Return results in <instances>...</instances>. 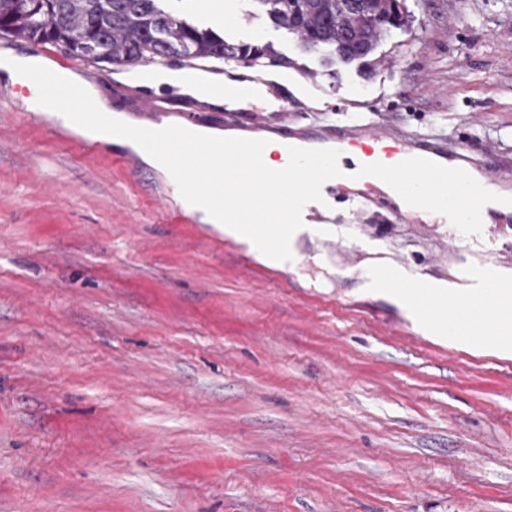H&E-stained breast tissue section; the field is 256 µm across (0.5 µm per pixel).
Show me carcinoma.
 <instances>
[{
    "label": "carcinoma",
    "mask_w": 512,
    "mask_h": 512,
    "mask_svg": "<svg viewBox=\"0 0 512 512\" xmlns=\"http://www.w3.org/2000/svg\"><path fill=\"white\" fill-rule=\"evenodd\" d=\"M166 0H0V37L59 47L70 56L116 67L159 58L270 59L285 63L273 45L234 42L168 11ZM305 52L329 66L381 64L377 49L412 15L405 0H254Z\"/></svg>",
    "instance_id": "carcinoma-1"
}]
</instances>
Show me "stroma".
<instances>
[{
    "label": "stroma",
    "instance_id": "stroma-1",
    "mask_svg": "<svg viewBox=\"0 0 512 512\" xmlns=\"http://www.w3.org/2000/svg\"><path fill=\"white\" fill-rule=\"evenodd\" d=\"M406 4L369 75L300 55L253 0L223 31L290 59L276 101L316 84L297 128L348 103L512 161V0ZM117 153L0 116V512H512V357L373 323L398 308L360 275L414 257L451 282L498 216L451 254L393 202H340L336 253L307 237L274 281Z\"/></svg>",
    "mask_w": 512,
    "mask_h": 512
}]
</instances>
